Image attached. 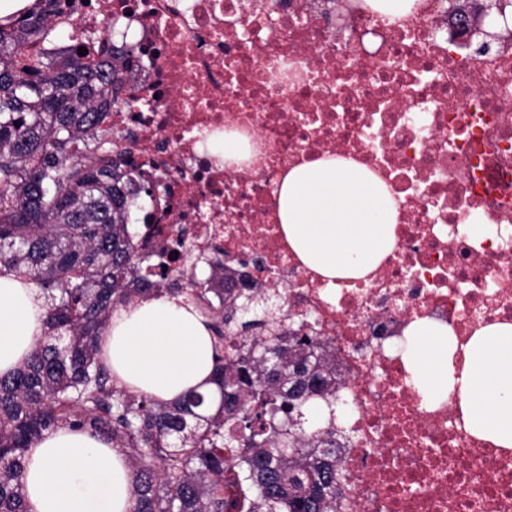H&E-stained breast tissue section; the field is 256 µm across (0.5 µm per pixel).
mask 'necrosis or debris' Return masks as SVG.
Wrapping results in <instances>:
<instances>
[{
	"label": "necrosis or debris",
	"mask_w": 512,
	"mask_h": 512,
	"mask_svg": "<svg viewBox=\"0 0 512 512\" xmlns=\"http://www.w3.org/2000/svg\"><path fill=\"white\" fill-rule=\"evenodd\" d=\"M339 0H56L54 26L96 65L131 37L122 101L103 113L111 160L152 183L135 230L152 266L247 267L289 334L336 357L351 439L336 512H512V451L465 429L455 397L425 405L399 341L420 318L465 344L512 321V40L448 39V0L381 25ZM235 130L259 152L225 165L208 144ZM326 155L375 172L399 205L396 246L367 281L327 287L289 248L277 196L292 167ZM491 230L471 237L466 225Z\"/></svg>",
	"instance_id": "1"
}]
</instances>
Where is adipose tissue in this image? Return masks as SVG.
Returning <instances> with one entry per match:
<instances>
[{
	"label": "adipose tissue",
	"instance_id": "obj_1",
	"mask_svg": "<svg viewBox=\"0 0 512 512\" xmlns=\"http://www.w3.org/2000/svg\"><path fill=\"white\" fill-rule=\"evenodd\" d=\"M278 217L289 247L331 288L340 280L366 279L396 244V200L352 159L324 156L291 168L280 186ZM45 311L39 288L0 274V376L29 359ZM405 334L402 358L424 403L456 395L472 436L512 450V322L481 326L463 346L447 324L428 318ZM100 349L129 391L169 402L192 388H212L210 322L182 298L118 307ZM23 482L28 512H133L127 456L83 430L62 428L29 448Z\"/></svg>",
	"mask_w": 512,
	"mask_h": 512
}]
</instances>
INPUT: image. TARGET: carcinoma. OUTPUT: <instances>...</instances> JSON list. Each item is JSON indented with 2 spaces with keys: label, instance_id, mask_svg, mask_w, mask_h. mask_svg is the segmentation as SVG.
<instances>
[{
  "label": "carcinoma",
  "instance_id": "carcinoma-1",
  "mask_svg": "<svg viewBox=\"0 0 512 512\" xmlns=\"http://www.w3.org/2000/svg\"><path fill=\"white\" fill-rule=\"evenodd\" d=\"M51 2L0 17V272L28 278L46 298L30 358L0 376V512H27L25 452L63 427L128 456L133 512H336L332 359L318 337L279 332L265 290L234 293L216 264L193 292L214 333L215 406L194 390L173 402L132 393L100 359L114 309L184 289L147 269L98 127L117 103L131 46L95 67L76 50L23 68L12 60L17 45L49 33L40 4ZM226 329L251 343L226 356Z\"/></svg>",
  "mask_w": 512,
  "mask_h": 512
}]
</instances>
